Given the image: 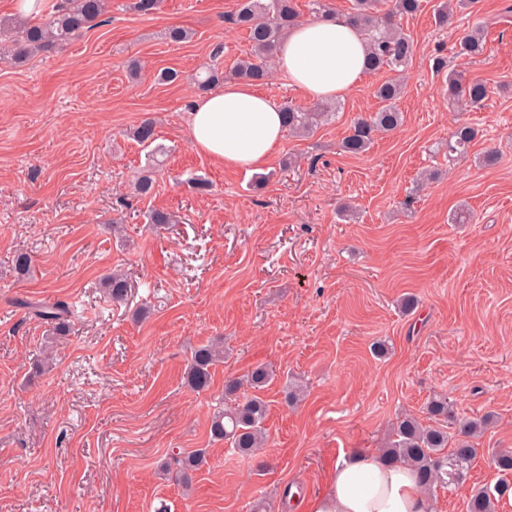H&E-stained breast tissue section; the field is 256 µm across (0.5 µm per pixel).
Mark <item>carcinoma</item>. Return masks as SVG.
<instances>
[{"instance_id": "cac0c4a2", "label": "carcinoma", "mask_w": 512, "mask_h": 512, "mask_svg": "<svg viewBox=\"0 0 512 512\" xmlns=\"http://www.w3.org/2000/svg\"><path fill=\"white\" fill-rule=\"evenodd\" d=\"M109 0H61L57 9L42 22L14 18L0 20V28L10 31L11 37L0 50V60L22 62L40 51L63 46L92 27L106 12ZM422 6V0H353L348 18L365 35L367 42V70H386L392 76L376 88L380 107L368 116L355 118L343 137L340 147L345 153L360 155L366 152L380 133L393 132L403 123V113L396 101L403 90L402 76L412 61L414 43L403 29L395 24V17L412 16ZM309 13L314 18L334 14L330 0H308ZM302 12L298 0H238L236 11L229 22L247 34L251 53L237 60L229 72H221L205 65L194 76L199 90L208 91L226 77H235L255 85L267 83L275 64L278 50L288 31L300 23ZM484 27L480 24L456 41L455 53L459 56L478 57L485 51ZM448 95L471 107L479 106L487 97L489 88L479 79H469L463 73L449 70L446 74ZM283 124L288 132L297 136L312 134L324 122L335 116L331 104L319 101L310 107L292 103L281 106ZM132 137L139 143L150 145L156 140L155 125L146 119L135 126ZM475 130L466 125L458 126L448 140V155L464 156L475 139ZM106 288L112 300L119 302L127 295L124 278L114 273L107 277ZM19 304L32 314L53 325L57 335L69 329L70 305L57 300L47 304ZM224 362V343L211 342L198 347L186 369L187 384L196 391L208 389L215 367ZM272 372L258 366L245 379H232L224 384V408L213 414L210 435L217 441L230 442L231 448L242 457H250L265 440L264 422L268 404L259 396L242 392L247 386L263 389ZM429 422L421 423L413 416H404L393 426L388 446L381 449L383 459L403 463L418 474L425 490L464 483L473 460L478 455L474 439L488 426L490 416L468 418L457 422L448 431V420L454 418L448 397L433 396L426 406ZM495 469L501 474L494 489H477L472 492L467 512H495L498 499L512 490V449H501L491 455ZM205 462V452L198 450L176 460L175 480L184 486L192 483V473Z\"/></svg>"}]
</instances>
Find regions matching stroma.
I'll return each instance as SVG.
<instances>
[{"label":"stroma","mask_w":512,"mask_h":512,"mask_svg":"<svg viewBox=\"0 0 512 512\" xmlns=\"http://www.w3.org/2000/svg\"><path fill=\"white\" fill-rule=\"evenodd\" d=\"M131 3L110 0L63 48L0 62V512H250L261 498L308 512L337 458L375 452L397 417L426 419L435 394L457 415L494 416L465 486L432 493L435 512H467L471 490L499 479L492 451L512 448V0H474L443 30L440 0H423L401 20L415 46L401 128L366 153L339 150L379 107L386 74L372 72L251 174L196 151L188 130L197 68L229 70L250 49L228 21L237 0H162L148 16ZM477 23L485 52L454 57ZM173 25L191 39L166 40ZM438 57L487 82L481 106L448 98ZM165 68L179 79L157 81ZM145 119L167 152L156 169L128 136ZM461 124L478 135L452 159ZM147 172L153 191L136 195ZM153 210L177 224H149ZM463 210L468 223H454ZM115 270L128 280L119 304L102 284ZM407 294L418 305L405 314ZM62 297L75 308L64 336L15 305ZM219 337L224 362L194 391L187 361ZM379 340L386 356L370 350ZM260 365L274 371L267 439L243 458L209 422L225 378ZM201 448L191 486L176 482L174 456Z\"/></svg>","instance_id":"stroma-1"}]
</instances>
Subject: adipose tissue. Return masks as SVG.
<instances>
[{"mask_svg":"<svg viewBox=\"0 0 512 512\" xmlns=\"http://www.w3.org/2000/svg\"><path fill=\"white\" fill-rule=\"evenodd\" d=\"M367 47L344 16L304 22L288 33L277 69L312 100L344 97L366 75ZM193 147L225 167L265 166L284 132L280 103L248 81H228L197 96L188 114ZM310 512H432L430 498L407 465H385L367 453L337 463L329 489Z\"/></svg>","mask_w":512,"mask_h":512,"instance_id":"ef3b65f1","label":"adipose tissue"}]
</instances>
